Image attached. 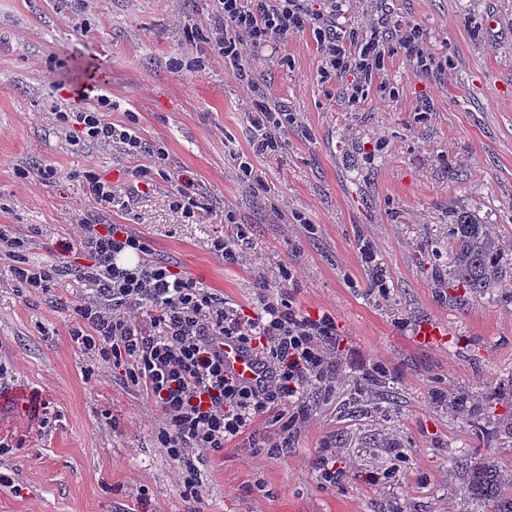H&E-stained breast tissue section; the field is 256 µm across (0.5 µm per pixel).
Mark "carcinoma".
Wrapping results in <instances>:
<instances>
[{"label":"carcinoma","instance_id":"obj_1","mask_svg":"<svg viewBox=\"0 0 512 512\" xmlns=\"http://www.w3.org/2000/svg\"><path fill=\"white\" fill-rule=\"evenodd\" d=\"M452 243L455 251L453 272L459 285L477 291L497 280L499 246L486 225L475 222L468 215L457 218ZM491 397L492 394L487 393L480 398H455L451 403L474 419L483 415ZM465 494L488 504L490 512H512V475L506 476L492 460L476 458L466 467Z\"/></svg>","mask_w":512,"mask_h":512}]
</instances>
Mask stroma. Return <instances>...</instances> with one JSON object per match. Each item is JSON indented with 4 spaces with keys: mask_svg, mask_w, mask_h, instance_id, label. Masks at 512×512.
I'll list each match as a JSON object with an SVG mask.
<instances>
[{
    "mask_svg": "<svg viewBox=\"0 0 512 512\" xmlns=\"http://www.w3.org/2000/svg\"><path fill=\"white\" fill-rule=\"evenodd\" d=\"M398 21L420 29L430 71L396 51ZM335 22L348 37L383 25L382 67L356 105L347 78L322 77L310 32L252 68L248 98L210 42L212 0H0V226L57 270L54 288L31 291L0 259V512H487L464 494L463 458L512 473V435H489L512 422V0H338ZM85 68L143 155L48 120L93 105L72 77ZM263 103L293 117L275 152ZM89 170L113 185L112 204L86 193ZM185 194L199 220L174 209ZM462 213L498 239L500 277L481 291L453 282ZM82 216L144 236L154 259L228 305L288 298L335 322L334 382L305 385L294 419L262 415L203 453L201 504L177 481L150 398L68 335L88 263L70 247ZM217 239L242 242L249 264L224 262ZM423 325L446 340L415 344ZM378 369L390 399L366 389ZM496 388L482 421L448 407L449 393ZM330 459L344 470L334 485L321 479Z\"/></svg>",
    "mask_w": 512,
    "mask_h": 512,
    "instance_id": "1",
    "label": "stroma"
}]
</instances>
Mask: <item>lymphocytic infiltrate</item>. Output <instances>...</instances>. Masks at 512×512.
<instances>
[{
    "mask_svg": "<svg viewBox=\"0 0 512 512\" xmlns=\"http://www.w3.org/2000/svg\"><path fill=\"white\" fill-rule=\"evenodd\" d=\"M218 17L214 48L237 77L290 35L313 30L323 57V76H352L351 101H359L362 80L371 79L381 56L378 38L358 47L337 36L323 13L303 0H214ZM107 95L79 112L57 111L55 122L81 127L83 140L109 144L128 155L140 154L141 141L129 128L104 119L111 108ZM8 248L10 272L28 288L48 291L56 281L54 267L29 264L25 238L0 228ZM76 247L91 257L80 280L89 286L75 308L82 329L69 335L85 353L111 367H121L133 385L146 391L159 408L165 426L159 439L177 463V477L194 502H201L203 480L197 467L201 452L222 451L266 413L286 414L306 383L331 380L324 344L331 336L329 317L297 313L288 299L263 302L253 315L227 307L200 283L151 259L146 238L112 225L99 229L92 219L76 226ZM136 254L134 265L121 261ZM230 336L258 349L273 369L259 390L242 386L224 373L217 339Z\"/></svg>",
    "mask_w": 512,
    "mask_h": 512,
    "instance_id": "lymphocytic-infiltrate-1",
    "label": "lymphocytic infiltrate"
}]
</instances>
